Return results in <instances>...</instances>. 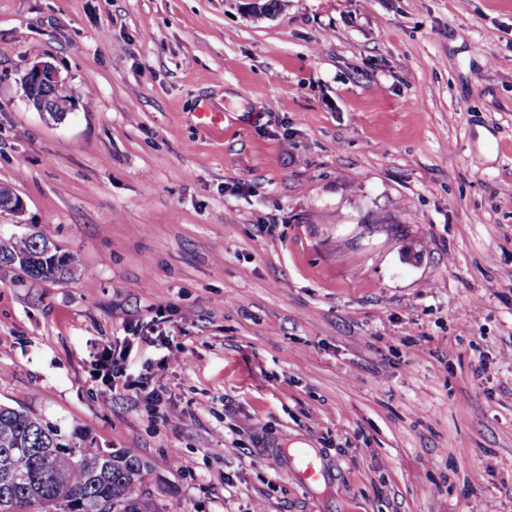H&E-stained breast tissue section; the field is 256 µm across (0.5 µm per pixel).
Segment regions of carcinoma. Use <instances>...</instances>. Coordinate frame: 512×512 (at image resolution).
Instances as JSON below:
<instances>
[{"mask_svg": "<svg viewBox=\"0 0 512 512\" xmlns=\"http://www.w3.org/2000/svg\"><path fill=\"white\" fill-rule=\"evenodd\" d=\"M47 243L45 230L0 238V264L34 280L72 276L74 256ZM172 492L134 450L99 448L80 429L0 404V512H162Z\"/></svg>", "mask_w": 512, "mask_h": 512, "instance_id": "obj_1", "label": "carcinoma"}]
</instances>
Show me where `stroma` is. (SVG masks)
Wrapping results in <instances>:
<instances>
[{
    "mask_svg": "<svg viewBox=\"0 0 512 512\" xmlns=\"http://www.w3.org/2000/svg\"><path fill=\"white\" fill-rule=\"evenodd\" d=\"M0 186L77 262L0 266V402L166 512H512V0H0ZM23 87L27 103L38 112L48 115L52 120L53 117L56 121L64 119V117L60 119L58 117L60 114L56 112H69L73 107L70 91L56 67L50 62L42 61L34 64L24 76ZM62 99L70 103L66 111L58 110L54 105ZM157 337L153 339L152 336H148L147 334L134 336L130 341L124 342L123 346H104L95 365L97 376L101 379L102 383L114 389L121 386L125 391L135 392L136 394L140 392L145 387V382L133 379L127 374L125 369L127 351L134 340H137V343H152Z\"/></svg>",
    "mask_w": 512,
    "mask_h": 512,
    "instance_id": "stroma-1",
    "label": "stroma"
}]
</instances>
